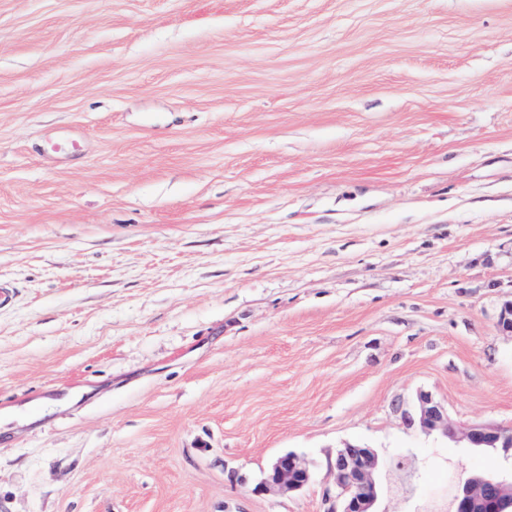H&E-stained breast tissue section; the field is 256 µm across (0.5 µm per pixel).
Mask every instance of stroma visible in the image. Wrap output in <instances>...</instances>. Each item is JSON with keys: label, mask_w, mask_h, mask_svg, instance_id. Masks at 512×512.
I'll return each mask as SVG.
<instances>
[{"label": "stroma", "mask_w": 512, "mask_h": 512, "mask_svg": "<svg viewBox=\"0 0 512 512\" xmlns=\"http://www.w3.org/2000/svg\"><path fill=\"white\" fill-rule=\"evenodd\" d=\"M0 282V512H330L347 442L443 512L512 470L402 419L512 428V0H0ZM311 476L310 469L297 454L284 453L273 460L256 490L282 493L301 491L310 483Z\"/></svg>", "instance_id": "obj_1"}]
</instances>
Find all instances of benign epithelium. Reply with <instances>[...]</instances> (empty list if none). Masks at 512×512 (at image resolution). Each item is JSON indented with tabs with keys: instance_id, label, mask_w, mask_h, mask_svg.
Segmentation results:
<instances>
[{
	"instance_id": "benign-epithelium-1",
	"label": "benign epithelium",
	"mask_w": 512,
	"mask_h": 512,
	"mask_svg": "<svg viewBox=\"0 0 512 512\" xmlns=\"http://www.w3.org/2000/svg\"><path fill=\"white\" fill-rule=\"evenodd\" d=\"M406 427H418L424 433H436L446 439L463 442L470 448H502L512 451V430L475 423L460 427L449 417L442 403L431 393L417 395L415 409L404 414ZM329 472L336 488L334 512H377V482L380 474L378 454L371 448L347 443L330 459ZM312 473L295 453L279 455L271 463L259 492L282 493L303 490L311 481ZM494 504L495 512H509L512 508V474L489 476L472 474L460 482L451 500L453 512H484L487 503Z\"/></svg>"
}]
</instances>
